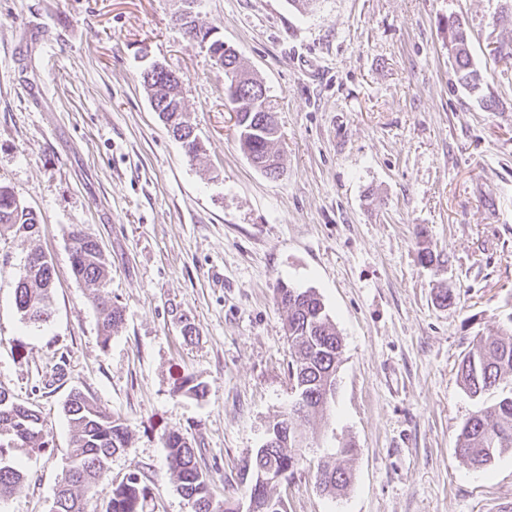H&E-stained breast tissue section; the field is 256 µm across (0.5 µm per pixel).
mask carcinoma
<instances>
[{
    "label": "carcinoma",
    "mask_w": 512,
    "mask_h": 512,
    "mask_svg": "<svg viewBox=\"0 0 512 512\" xmlns=\"http://www.w3.org/2000/svg\"><path fill=\"white\" fill-rule=\"evenodd\" d=\"M448 46L456 63L460 84L471 91L480 89L483 77L473 68L468 37L462 24L448 19ZM200 43L208 44V51L224 68L238 71L247 90L235 99L233 111L242 114L236 121L239 144L243 153L254 164L269 163L280 168L281 154L277 148L278 136L269 124L263 122L262 103L256 101L250 89L263 86L251 76L235 54L222 52L224 42L208 38L210 31L199 29ZM150 101L157 104L165 96L164 79H142ZM159 117L171 133L192 131L193 125L186 112L164 105ZM38 215L25 206L19 196L7 185L0 184V232L15 236H32L39 232ZM72 273L75 279L91 290L92 301L98 311L103 342H108L124 322L123 310L112 301L101 297L106 286V264L103 250L97 240L80 229L70 232ZM54 274L51 262L41 251L27 256L23 272L15 282L14 303L23 320L30 324L47 322L52 315ZM278 303L287 310L286 334L292 348L290 377L300 387L302 406L288 411L269 425V438L277 440L274 448H258L244 464L248 480L246 500L216 502L210 492L208 471L198 460L196 448L178 430L165 434L168 468L181 493L192 500L195 512H286L278 497L270 494V482L277 476L286 480L293 475L302 460L298 446V421L323 410L327 399L336 392V376L341 363L342 339L325 311L324 303L312 289L280 286L276 288ZM458 374L464 387L474 396L491 390L507 388L499 400L479 409L463 425L458 435L456 453L467 465L481 468L506 448H512V336L487 337L476 340L463 357ZM73 432L69 462L58 481L51 512H87L88 496L106 475L112 456L125 447L127 426L113 419L112 414L100 408L81 391H73L63 407ZM40 416L32 407L16 402L0 386V500L14 493L25 474L15 461V452L25 449L40 452L46 449ZM357 454L347 446L320 459L317 484L329 494L344 490L350 480L346 462ZM146 488L137 477L118 484L105 512H145Z\"/></svg>",
    "instance_id": "1"
}]
</instances>
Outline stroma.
<instances>
[{"label": "stroma", "instance_id": "stroma-1", "mask_svg": "<svg viewBox=\"0 0 512 512\" xmlns=\"http://www.w3.org/2000/svg\"><path fill=\"white\" fill-rule=\"evenodd\" d=\"M177 8L0 0V182L41 218L36 236L0 237V386L39 411L48 443L17 455L26 479L0 512H50L74 390L129 431L89 512L132 473L146 512H194L168 469L172 429L215 499L244 498L242 461L292 400L281 283L315 289L343 341L333 400L300 426L306 460L271 490L287 512H512V448L481 468L456 454L465 421L495 400L464 390L459 363L475 337L512 335V70L489 54L512 43V0H197L199 23L277 107L275 179L240 150L224 69ZM451 17L470 33L479 93L457 80ZM155 62L182 79L200 160L151 108L141 74ZM76 227L100 242L123 310L106 344L71 271ZM36 250L55 269L39 326L13 295ZM349 444L351 481L333 497L317 463Z\"/></svg>", "mask_w": 512, "mask_h": 512}]
</instances>
